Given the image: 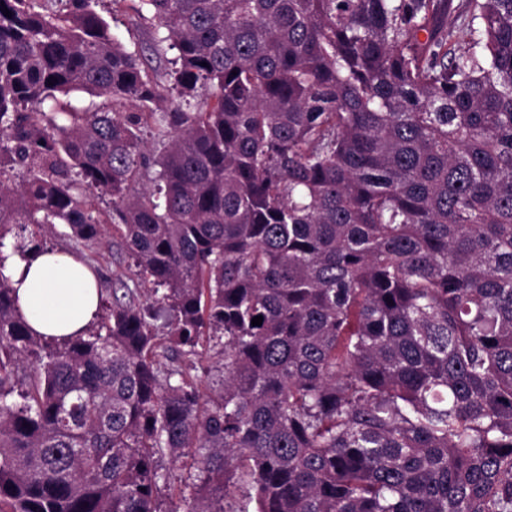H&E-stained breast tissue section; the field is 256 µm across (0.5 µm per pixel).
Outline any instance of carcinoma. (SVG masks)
<instances>
[{
	"label": "carcinoma",
	"instance_id": "1",
	"mask_svg": "<svg viewBox=\"0 0 512 512\" xmlns=\"http://www.w3.org/2000/svg\"><path fill=\"white\" fill-rule=\"evenodd\" d=\"M125 2L0 0V268L153 284L58 342L0 273V512H512V0ZM109 0H103L96 7L97 12L107 20L112 28V33L133 50L137 46L148 44L152 34V28L149 24L140 27L131 25L129 17L122 11H111ZM104 243L89 250L76 246L65 235V226L44 228V246L60 250L26 254L8 251L4 262L6 275L15 290L18 308L33 333L47 340L62 341L81 334L94 320L98 310V287L94 273L75 255L97 271L105 288L121 282L139 288L148 296L153 285L137 278L125 245L112 224ZM144 297V298H145ZM179 365L188 374L198 377L202 381V388L208 391L216 385L224 371L223 345L212 343L205 359L201 361L197 357H190L180 360Z\"/></svg>",
	"mask_w": 512,
	"mask_h": 512
}]
</instances>
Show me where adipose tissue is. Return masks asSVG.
Listing matches in <instances>:
<instances>
[{
  "label": "adipose tissue",
  "instance_id": "1",
  "mask_svg": "<svg viewBox=\"0 0 512 512\" xmlns=\"http://www.w3.org/2000/svg\"><path fill=\"white\" fill-rule=\"evenodd\" d=\"M5 273L33 333L51 341L81 334L98 310L94 273L75 255L52 250L8 253Z\"/></svg>",
  "mask_w": 512,
  "mask_h": 512
}]
</instances>
